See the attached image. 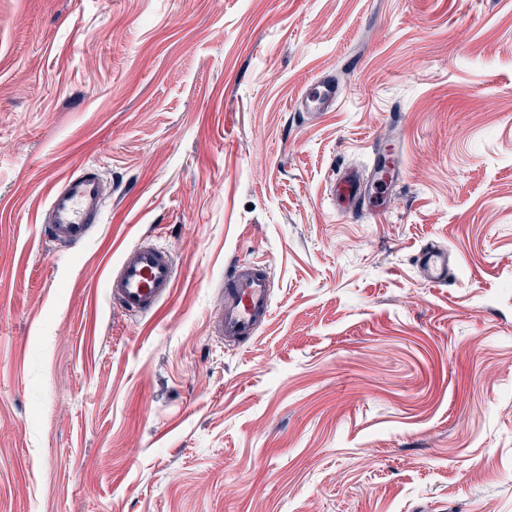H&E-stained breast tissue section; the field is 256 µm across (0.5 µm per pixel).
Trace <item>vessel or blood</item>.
Here are the masks:
<instances>
[{
	"instance_id": "vessel-or-blood-1",
	"label": "vessel or blood",
	"mask_w": 512,
	"mask_h": 512,
	"mask_svg": "<svg viewBox=\"0 0 512 512\" xmlns=\"http://www.w3.org/2000/svg\"><path fill=\"white\" fill-rule=\"evenodd\" d=\"M338 91L335 83L318 80L301 95L302 106L325 110L335 105ZM402 164L401 156L386 151L373 176L384 183L394 182ZM365 180L357 172H345L331 198L334 206L355 210L361 200ZM103 205L102 182L88 168L66 177L55 187L44 214L48 237L58 245L73 247L83 243L94 224L99 223ZM420 273L430 283L445 284L450 276V260L446 249L430 243L416 255ZM175 282V265L169 252L156 245L141 242L128 248L110 277V298L114 304L132 315L154 311L168 296ZM272 276L269 269L246 262H236L224 276V305L215 314L214 324L219 339L232 342L249 340L271 317Z\"/></svg>"
}]
</instances>
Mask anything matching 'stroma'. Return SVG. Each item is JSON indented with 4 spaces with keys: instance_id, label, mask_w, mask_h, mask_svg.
Instances as JSON below:
<instances>
[{
    "instance_id": "35a3bbf8",
    "label": "stroma",
    "mask_w": 512,
    "mask_h": 512,
    "mask_svg": "<svg viewBox=\"0 0 512 512\" xmlns=\"http://www.w3.org/2000/svg\"><path fill=\"white\" fill-rule=\"evenodd\" d=\"M392 144L379 210L334 211ZM145 240L176 281L132 316ZM235 260L274 276L241 345ZM0 512H512V0H0ZM336 84L326 80L313 82L301 95V105L317 110H327L336 104ZM402 164L401 156L394 150H388L383 154V161L375 168V160L372 164L370 173L373 172V178L376 181H382L385 184L393 183L397 178V173ZM102 205V182L95 171L70 174L51 193L43 220L46 234L63 247L83 243L99 223ZM365 180L356 171L345 172L335 185L332 204L346 211H354L362 200ZM175 282V265L169 252L141 242L128 248L110 277V299L131 315L154 311ZM416 265L424 278L432 284H445L450 277L449 254L439 244L422 246L416 255ZM269 268L238 261L224 275V306L215 314L216 337L240 342L255 336L272 314Z\"/></svg>"
}]
</instances>
